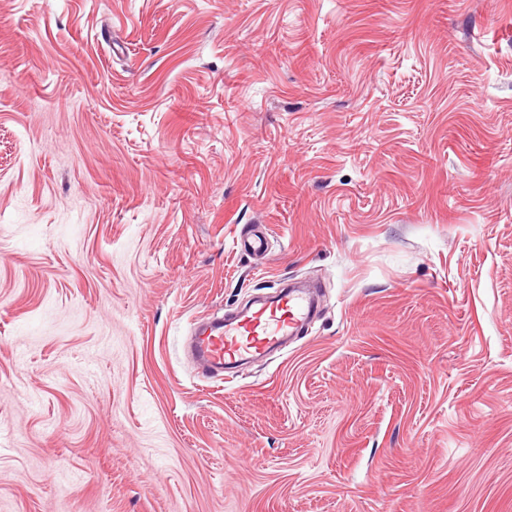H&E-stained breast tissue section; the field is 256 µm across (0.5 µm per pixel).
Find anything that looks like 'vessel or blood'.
<instances>
[{
    "label": "vessel or blood",
    "mask_w": 512,
    "mask_h": 512,
    "mask_svg": "<svg viewBox=\"0 0 512 512\" xmlns=\"http://www.w3.org/2000/svg\"><path fill=\"white\" fill-rule=\"evenodd\" d=\"M312 301L302 290H286L276 301L240 317L222 319L217 326L196 333L193 341L203 372L229 369L250 357L279 349L310 316Z\"/></svg>",
    "instance_id": "b4317fda"
}]
</instances>
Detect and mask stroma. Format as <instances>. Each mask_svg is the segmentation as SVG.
I'll return each instance as SVG.
<instances>
[{"label":"stroma","mask_w":512,"mask_h":512,"mask_svg":"<svg viewBox=\"0 0 512 512\" xmlns=\"http://www.w3.org/2000/svg\"><path fill=\"white\" fill-rule=\"evenodd\" d=\"M0 512H512V0H0ZM311 306L308 293L289 288L276 301L240 317L223 318L217 326L196 333L193 349L199 369L223 371L279 349L309 319Z\"/></svg>","instance_id":"35a3bbf8"}]
</instances>
